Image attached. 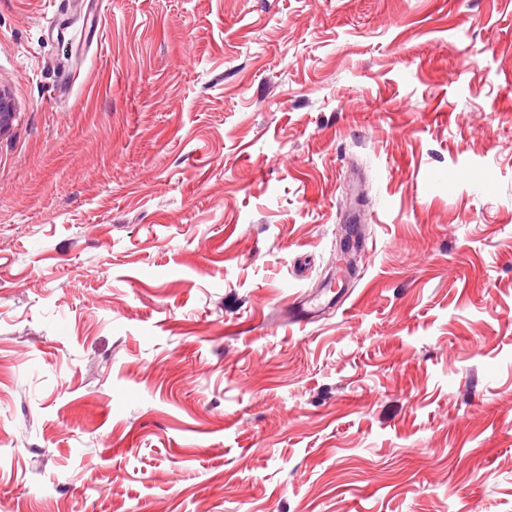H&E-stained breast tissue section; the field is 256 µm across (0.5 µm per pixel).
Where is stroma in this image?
<instances>
[{"label": "stroma", "mask_w": 512, "mask_h": 512, "mask_svg": "<svg viewBox=\"0 0 512 512\" xmlns=\"http://www.w3.org/2000/svg\"><path fill=\"white\" fill-rule=\"evenodd\" d=\"M0 88V512H512V0H0ZM317 300H319L317 296L311 298L297 297L288 307L289 319L300 324L308 323L314 319L323 309V305L317 303Z\"/></svg>", "instance_id": "35a3bbf8"}]
</instances>
